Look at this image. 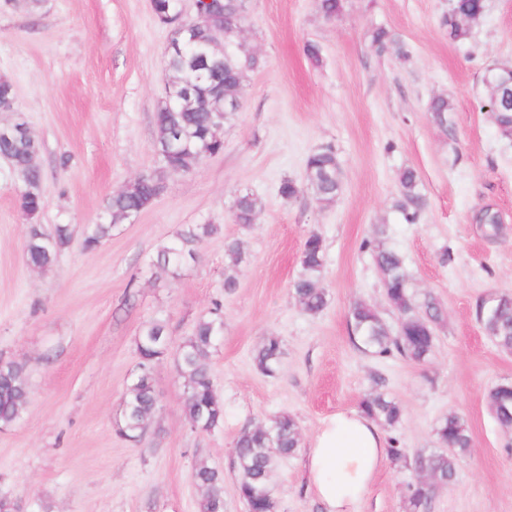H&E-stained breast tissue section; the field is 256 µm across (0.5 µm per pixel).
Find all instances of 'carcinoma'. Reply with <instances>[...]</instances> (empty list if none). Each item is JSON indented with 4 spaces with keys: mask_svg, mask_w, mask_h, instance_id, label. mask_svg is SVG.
Returning a JSON list of instances; mask_svg holds the SVG:
<instances>
[{
    "mask_svg": "<svg viewBox=\"0 0 512 512\" xmlns=\"http://www.w3.org/2000/svg\"><path fill=\"white\" fill-rule=\"evenodd\" d=\"M223 5L226 52L221 66L189 68L191 45L181 55L164 54L171 82L180 88L189 83L187 91L192 103L172 109L162 106L155 113L156 149L163 162L162 167L144 174L108 197L103 222L89 224L84 230L85 248L96 247L112 235L114 227L134 220L149 207L158 197L164 174L169 168H180L186 172L204 159L223 153L224 141L213 135L214 127L221 121L211 111L213 102L221 93L226 100H241L248 72L260 66L259 58L243 45L237 33L247 18L242 3L240 0H223ZM482 7L481 0H453L451 13L443 21L448 39L454 42L467 39L469 27L460 23V19L476 18ZM154 8L156 19L167 24L175 25L184 20L176 10L175 0H154ZM371 43L379 52L392 48L405 55L403 44L382 27L372 31ZM486 105L490 107L500 136L512 140V88L491 87ZM451 111L453 107L443 95L435 96L429 102L428 112L442 124L448 122ZM40 149V140L28 127L16 135L0 134V154L11 159L14 170L21 177V208L29 216L36 215L44 206L43 172L35 162ZM305 171V186L287 179L280 184V195L292 199L306 189L323 206L335 203L342 192V181L333 148L326 146L311 152L306 159ZM399 184L396 207L407 223L415 224L423 206L417 172L411 168L404 170ZM259 207L258 198L244 190L236 195L231 216L235 223L248 227L253 224ZM217 230L215 224L187 225L176 242L157 251L154 265L174 277L179 276L183 267L196 259L197 242ZM386 238L387 230L382 224L376 228L374 238L364 246L372 252L385 298L401 315L402 328H390L374 307L360 301L354 303L349 311L354 340L357 348L365 353L379 357L398 355L418 364L425 363L434 352L435 325L441 319L442 310L432 297L421 302L417 300L404 259L386 244ZM71 241L72 233L67 224L56 225L51 233L40 224L28 225L24 241L28 264L37 269L51 267ZM224 252L228 258V272L224 273L223 288L229 294L237 288V281L229 270L242 260V253L236 242L224 244ZM324 269L322 239L313 234L304 242L300 270L291 284L292 294L311 316L322 313L328 304L327 291L322 285ZM494 306L496 314L491 318L484 313V308H479V322L498 347L512 352V295H500ZM223 335L224 319L220 307L216 306L196 321L192 334L175 351V366L184 382V411L195 431L211 432L224 422V403L216 393L211 374V358ZM136 347L139 371L127 388L120 418L116 421L117 435L131 443L140 442L147 421L159 408L153 368L170 351L166 321L157 317L147 322L137 338ZM282 356L283 346L279 337L266 336L254 351L253 359L260 372L272 376L277 372ZM29 399L25 367L0 358L1 430L10 428L20 419ZM488 400L500 426L511 430L512 392L495 386L489 391ZM360 408L377 425L388 429L395 428L402 419L399 402L381 392L364 398ZM435 434L440 447L427 453H415L412 470L418 479L431 477L438 485H449L456 478L460 460L471 448V437L465 421L456 413L440 419ZM299 443V426L288 414L276 415L264 423L247 427L238 435L234 442L233 468L237 493L247 512H276L272 474L280 459L295 454ZM191 479L204 492L201 512H223L224 472L201 461L193 470ZM434 493L432 486L413 483L407 499L408 512H430Z\"/></svg>",
    "mask_w": 512,
    "mask_h": 512,
    "instance_id": "cac0c4a2",
    "label": "carcinoma"
}]
</instances>
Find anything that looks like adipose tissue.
<instances>
[{
    "mask_svg": "<svg viewBox=\"0 0 512 512\" xmlns=\"http://www.w3.org/2000/svg\"><path fill=\"white\" fill-rule=\"evenodd\" d=\"M386 455L385 436L359 412H339L316 434L309 451L308 478L326 512H357Z\"/></svg>",
    "mask_w": 512,
    "mask_h": 512,
    "instance_id": "obj_1",
    "label": "adipose tissue"
}]
</instances>
